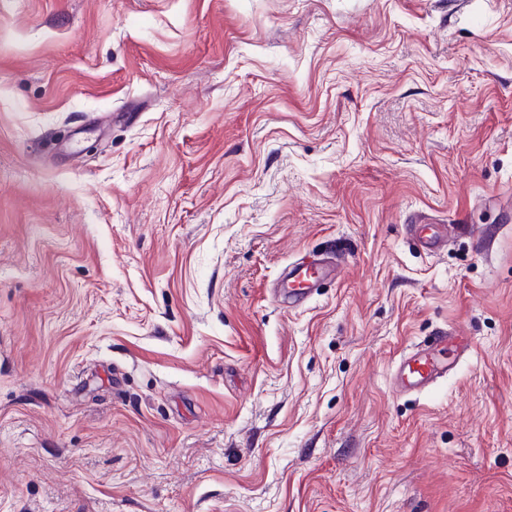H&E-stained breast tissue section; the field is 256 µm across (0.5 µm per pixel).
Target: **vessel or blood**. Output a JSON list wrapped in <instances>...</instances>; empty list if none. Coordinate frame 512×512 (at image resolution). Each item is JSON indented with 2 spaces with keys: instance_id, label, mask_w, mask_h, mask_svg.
I'll return each instance as SVG.
<instances>
[{
  "instance_id": "obj_1",
  "label": "vessel or blood",
  "mask_w": 512,
  "mask_h": 512,
  "mask_svg": "<svg viewBox=\"0 0 512 512\" xmlns=\"http://www.w3.org/2000/svg\"><path fill=\"white\" fill-rule=\"evenodd\" d=\"M340 272L336 262L318 256L292 264L288 268V288L295 296H302L320 284L333 281ZM468 351L470 343L448 334L435 336L428 344L413 348L397 364L392 385L398 391H422L448 373V346Z\"/></svg>"
}]
</instances>
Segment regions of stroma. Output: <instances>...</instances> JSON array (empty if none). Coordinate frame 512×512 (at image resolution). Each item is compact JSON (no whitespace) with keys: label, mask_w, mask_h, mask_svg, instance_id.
<instances>
[{"label":"stroma","mask_w":512,"mask_h":512,"mask_svg":"<svg viewBox=\"0 0 512 512\" xmlns=\"http://www.w3.org/2000/svg\"><path fill=\"white\" fill-rule=\"evenodd\" d=\"M0 512H512V0H0ZM340 272L336 261L313 256L308 261H301L288 267L289 292L301 297L320 284L333 281ZM448 345L456 351H471L470 343L460 340V336L441 333L428 344L413 348L397 364L392 376L396 391H422L448 374V358L444 351Z\"/></svg>","instance_id":"35a3bbf8"}]
</instances>
